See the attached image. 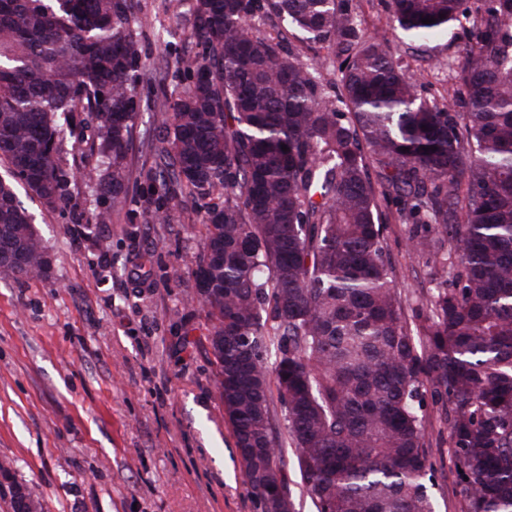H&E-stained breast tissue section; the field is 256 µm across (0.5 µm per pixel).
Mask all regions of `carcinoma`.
Wrapping results in <instances>:
<instances>
[{"label":"carcinoma","instance_id":"obj_1","mask_svg":"<svg viewBox=\"0 0 512 512\" xmlns=\"http://www.w3.org/2000/svg\"><path fill=\"white\" fill-rule=\"evenodd\" d=\"M387 10L422 47L463 26L448 69L464 111L366 36L355 0H191L199 50L177 61L189 83L151 148L154 220L185 192L202 202L190 270L208 284L219 399L259 512H294L273 389L317 512H436L429 394L450 404L464 512H512V0ZM142 25L134 0H0L1 272H47L16 186L47 210L69 197L74 129L95 123L73 146L106 166L90 223L125 204ZM392 222L435 270L414 327Z\"/></svg>","mask_w":512,"mask_h":512}]
</instances>
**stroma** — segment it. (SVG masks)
Returning <instances> with one entry per match:
<instances>
[{"label": "stroma", "instance_id": "stroma-1", "mask_svg": "<svg viewBox=\"0 0 512 512\" xmlns=\"http://www.w3.org/2000/svg\"><path fill=\"white\" fill-rule=\"evenodd\" d=\"M146 74L138 86L127 203L108 224L88 223L104 205L97 173L68 155L69 205L29 210L50 257L47 273L0 272V512L24 487L44 512H257L224 414L210 346V320L196 303L188 266L206 228L186 197L152 222L150 144L163 133V96L182 91L177 58L195 51L191 0H140ZM465 31L448 29L413 65L421 85H440L460 57ZM385 240L407 320L435 286L405 225ZM151 277L138 276L143 260ZM279 450L296 512H315L300 481L280 400ZM441 405L427 403L436 512H463L445 450Z\"/></svg>", "mask_w": 512, "mask_h": 512}]
</instances>
